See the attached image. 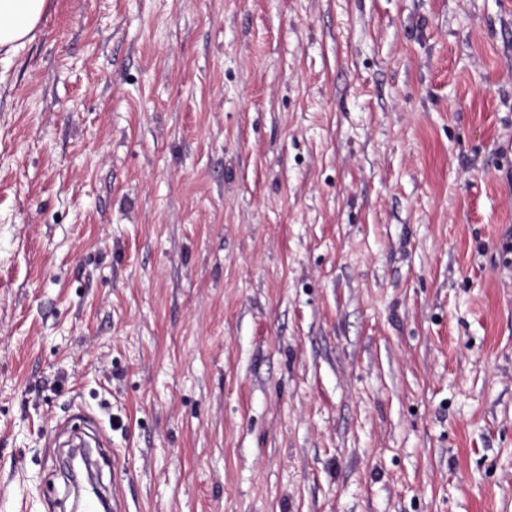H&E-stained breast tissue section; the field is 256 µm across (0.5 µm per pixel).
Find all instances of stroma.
Segmentation results:
<instances>
[{
	"label": "stroma",
	"instance_id": "stroma-1",
	"mask_svg": "<svg viewBox=\"0 0 512 512\" xmlns=\"http://www.w3.org/2000/svg\"><path fill=\"white\" fill-rule=\"evenodd\" d=\"M512 0H49L0 62V512H512Z\"/></svg>",
	"mask_w": 512,
	"mask_h": 512
}]
</instances>
